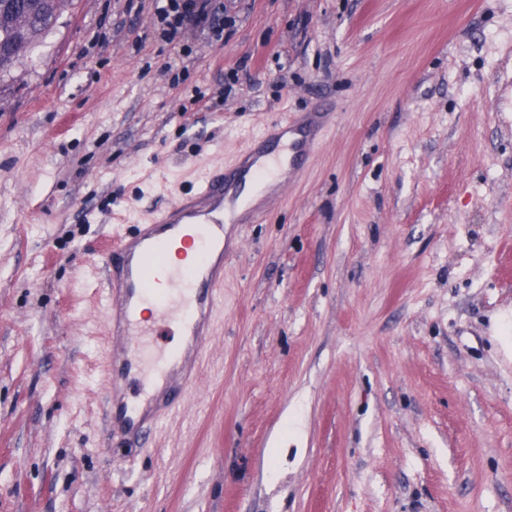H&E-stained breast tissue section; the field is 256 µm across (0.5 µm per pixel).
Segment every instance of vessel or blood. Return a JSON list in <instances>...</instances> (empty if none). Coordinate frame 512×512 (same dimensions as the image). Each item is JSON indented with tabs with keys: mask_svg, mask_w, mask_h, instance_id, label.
<instances>
[{
	"mask_svg": "<svg viewBox=\"0 0 512 512\" xmlns=\"http://www.w3.org/2000/svg\"><path fill=\"white\" fill-rule=\"evenodd\" d=\"M330 113L320 107L267 126L240 150L235 163L205 172L185 199L156 213L133 234L115 235L106 258V298L112 343L146 348L154 323L181 329L184 348L160 352L141 363L143 373L161 377V391L144 400H126L112 420L136 447H145L152 428L182 400L207 339L215 311L221 307L224 227L241 221L249 203L247 187L288 186L317 143ZM192 250L189 266H172V248Z\"/></svg>",
	"mask_w": 512,
	"mask_h": 512,
	"instance_id": "vessel-or-blood-1",
	"label": "vessel or blood"
}]
</instances>
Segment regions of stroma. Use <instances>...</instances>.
Instances as JSON below:
<instances>
[{"instance_id":"35a3bbf8","label":"stroma","mask_w":512,"mask_h":512,"mask_svg":"<svg viewBox=\"0 0 512 512\" xmlns=\"http://www.w3.org/2000/svg\"><path fill=\"white\" fill-rule=\"evenodd\" d=\"M220 2L176 51L153 0H71L0 77V512H512V0ZM325 100L224 227L189 395L127 446L113 233Z\"/></svg>"}]
</instances>
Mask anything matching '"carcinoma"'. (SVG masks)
Segmentation results:
<instances>
[{
	"mask_svg": "<svg viewBox=\"0 0 512 512\" xmlns=\"http://www.w3.org/2000/svg\"><path fill=\"white\" fill-rule=\"evenodd\" d=\"M67 0H0V77L58 27Z\"/></svg>",
	"mask_w": 512,
	"mask_h": 512,
	"instance_id": "obj_1",
	"label": "carcinoma"
}]
</instances>
